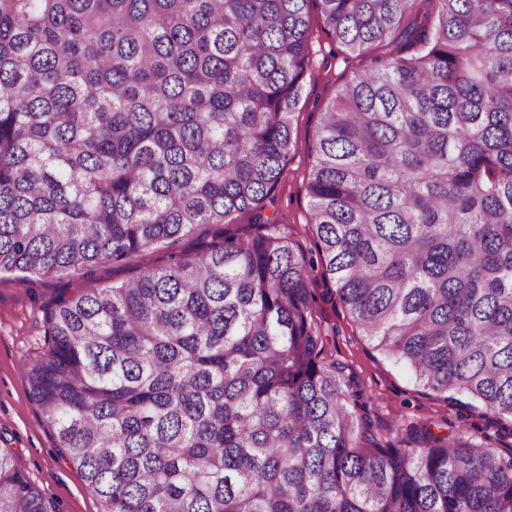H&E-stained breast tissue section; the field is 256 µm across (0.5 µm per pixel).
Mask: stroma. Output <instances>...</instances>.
<instances>
[{"label": "stroma", "mask_w": 512, "mask_h": 512, "mask_svg": "<svg viewBox=\"0 0 512 512\" xmlns=\"http://www.w3.org/2000/svg\"><path fill=\"white\" fill-rule=\"evenodd\" d=\"M312 71L306 76L293 117V151L284 173L262 203V214L276 222L293 246L308 251L312 241L311 212L306 190L313 145L323 106L339 85L367 69L380 49L349 52L323 32L320 22L311 30ZM200 243L185 238L171 247L140 254L128 263L94 267L89 277L69 276L27 282L0 274V448H8L42 495L60 512H101L99 498L79 471L65 458L35 402L24 374L46 346L45 311L61 295L95 283L106 286L167 265L172 256L196 252ZM310 286L317 298L316 314L326 331V352L358 380L361 413L370 420L377 441L400 438L412 424L430 422L440 435L462 433L475 440L491 436L500 455L512 454V434L482 406L467 408L432 394L417 384L408 368L374 349L338 301L320 271H312Z\"/></svg>", "instance_id": "1"}]
</instances>
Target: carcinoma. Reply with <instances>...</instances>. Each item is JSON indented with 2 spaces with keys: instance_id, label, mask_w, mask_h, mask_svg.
Instances as JSON below:
<instances>
[{
  "instance_id": "obj_1",
  "label": "carcinoma",
  "mask_w": 512,
  "mask_h": 512,
  "mask_svg": "<svg viewBox=\"0 0 512 512\" xmlns=\"http://www.w3.org/2000/svg\"><path fill=\"white\" fill-rule=\"evenodd\" d=\"M0 0V273L88 285L25 370L102 512H512V455L380 445L325 353L314 264L256 209L296 149L309 4L392 52L323 108L322 277L374 347L512 422V0ZM0 512H58L0 449Z\"/></svg>"
}]
</instances>
